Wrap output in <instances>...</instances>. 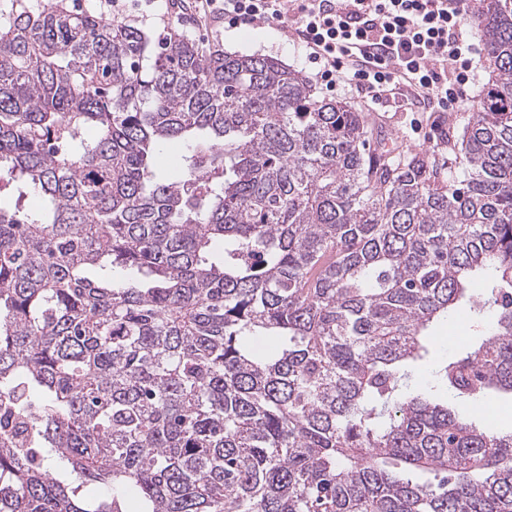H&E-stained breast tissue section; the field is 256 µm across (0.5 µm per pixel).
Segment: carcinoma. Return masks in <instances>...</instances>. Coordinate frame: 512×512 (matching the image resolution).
<instances>
[{
    "mask_svg": "<svg viewBox=\"0 0 512 512\" xmlns=\"http://www.w3.org/2000/svg\"><path fill=\"white\" fill-rule=\"evenodd\" d=\"M470 19L450 166L273 58L11 0L0 512H512V431L436 394L512 399V0ZM466 308L493 326L403 391Z\"/></svg>",
    "mask_w": 512,
    "mask_h": 512,
    "instance_id": "carcinoma-1",
    "label": "carcinoma"
}]
</instances>
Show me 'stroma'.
<instances>
[{
    "label": "stroma",
    "mask_w": 512,
    "mask_h": 512,
    "mask_svg": "<svg viewBox=\"0 0 512 512\" xmlns=\"http://www.w3.org/2000/svg\"><path fill=\"white\" fill-rule=\"evenodd\" d=\"M185 0H123L118 18L132 21L144 28L154 39L168 35L172 27L187 30L210 44L221 45L225 52L238 55H262L279 59L284 64L314 79L320 96L347 101L364 113L377 129L387 146L403 145L428 155L437 148L441 129L461 125L474 109V100L486 71L478 69L462 99L448 112H408L395 103L377 105L357 90L353 82L341 79L335 89H326L315 79L318 67L309 62L302 44L295 35H288L268 24L231 26L217 16L206 23L195 24L178 20L175 8ZM493 321L491 312L475 314L469 310L455 313L447 322L433 329L434 358L453 357L468 342L478 340Z\"/></svg>",
    "instance_id": "1"
}]
</instances>
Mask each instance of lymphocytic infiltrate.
Instances as JSON below:
<instances>
[{
    "mask_svg": "<svg viewBox=\"0 0 512 512\" xmlns=\"http://www.w3.org/2000/svg\"><path fill=\"white\" fill-rule=\"evenodd\" d=\"M200 17L293 29L326 87L348 77L373 103L419 98L434 112L457 103L481 49L467 0H197Z\"/></svg>",
    "mask_w": 512,
    "mask_h": 512,
    "instance_id": "lymphocytic-infiltrate-1",
    "label": "lymphocytic infiltrate"
}]
</instances>
